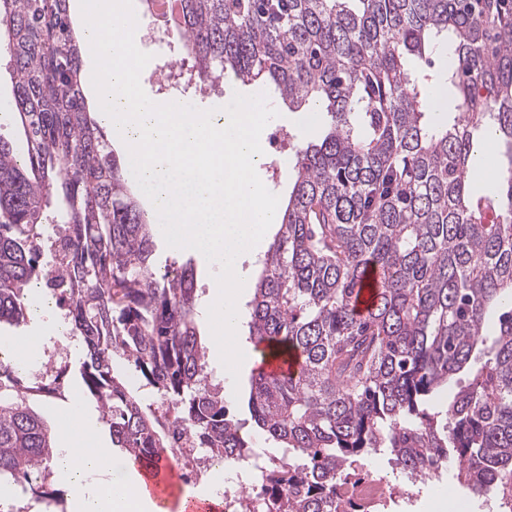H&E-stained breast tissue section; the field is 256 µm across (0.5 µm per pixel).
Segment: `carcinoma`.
Masks as SVG:
<instances>
[{"label":"carcinoma","mask_w":512,"mask_h":512,"mask_svg":"<svg viewBox=\"0 0 512 512\" xmlns=\"http://www.w3.org/2000/svg\"><path fill=\"white\" fill-rule=\"evenodd\" d=\"M71 2L0 0L25 135L0 140V324L30 316L25 289L54 288L112 447L145 463L168 447L133 373L225 463L262 458L258 512H339L356 459L378 453L412 482L454 461L458 482L512 512V0L172 3L198 76L268 80L288 109L327 117L295 148L250 302L261 355L300 360L252 378L250 419L275 444L263 453L208 381L192 268H155L158 229L87 107ZM43 390L58 387L0 360V481L58 505L52 437L27 405Z\"/></svg>","instance_id":"1"}]
</instances>
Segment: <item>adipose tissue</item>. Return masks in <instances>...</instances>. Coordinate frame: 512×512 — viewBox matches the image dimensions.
<instances>
[{"label": "adipose tissue", "instance_id": "obj_1", "mask_svg": "<svg viewBox=\"0 0 512 512\" xmlns=\"http://www.w3.org/2000/svg\"><path fill=\"white\" fill-rule=\"evenodd\" d=\"M63 420L54 468L69 490L71 512H165L131 483L130 461L113 455L96 438L94 418L83 404L70 405Z\"/></svg>", "mask_w": 512, "mask_h": 512}]
</instances>
